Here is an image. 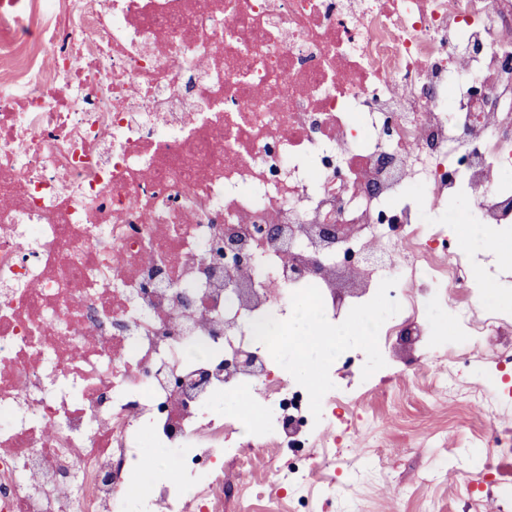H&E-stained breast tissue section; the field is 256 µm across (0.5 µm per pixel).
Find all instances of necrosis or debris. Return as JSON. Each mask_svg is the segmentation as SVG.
Segmentation results:
<instances>
[{"mask_svg": "<svg viewBox=\"0 0 512 512\" xmlns=\"http://www.w3.org/2000/svg\"><path fill=\"white\" fill-rule=\"evenodd\" d=\"M510 171L512 0H0V512H127L148 459L179 477L138 512H316L338 462L364 512L388 471L340 449L373 446L356 404L430 305L457 338L435 337L427 391L490 428L461 473L485 485L512 460V312L473 253L512 226ZM448 208L465 231L442 250ZM228 233L260 258L243 302ZM343 275L401 293L356 380L315 393L273 357L225 375L285 345L284 304L363 313ZM481 339L495 359L459 370ZM231 384L257 387L252 420L214 408Z\"/></svg>", "mask_w": 512, "mask_h": 512, "instance_id": "obj_1", "label": "necrosis or debris"}]
</instances>
